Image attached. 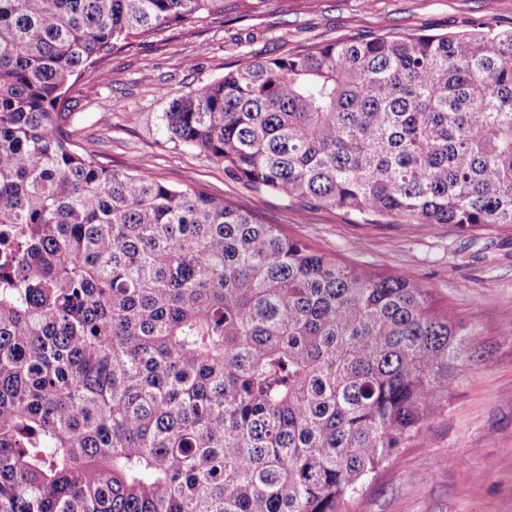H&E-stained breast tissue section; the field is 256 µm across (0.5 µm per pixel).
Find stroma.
<instances>
[{"mask_svg":"<svg viewBox=\"0 0 512 512\" xmlns=\"http://www.w3.org/2000/svg\"><path fill=\"white\" fill-rule=\"evenodd\" d=\"M512 30L504 0H224V15L140 38L114 55L109 80L86 72L74 144L114 169H148L255 210L289 236L378 274L412 272L474 342L455 365L448 401L423 438L400 449L349 512H512V231L472 235L450 224H362L342 212L258 192L223 165L169 139V101L246 60L331 41Z\"/></svg>","mask_w":512,"mask_h":512,"instance_id":"obj_1","label":"stroma"}]
</instances>
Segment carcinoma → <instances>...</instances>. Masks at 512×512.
Wrapping results in <instances>:
<instances>
[{
    "label": "carcinoma",
    "mask_w": 512,
    "mask_h": 512,
    "mask_svg": "<svg viewBox=\"0 0 512 512\" xmlns=\"http://www.w3.org/2000/svg\"><path fill=\"white\" fill-rule=\"evenodd\" d=\"M224 0H0V512H346L448 402L430 289L74 148L76 77ZM252 188L512 230V30L248 61L164 113Z\"/></svg>",
    "instance_id": "carcinoma-1"
}]
</instances>
